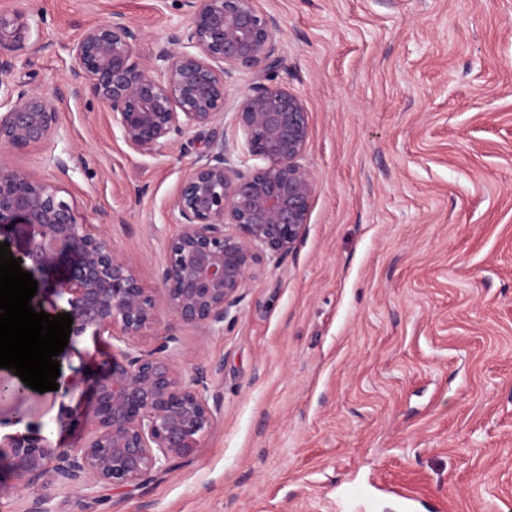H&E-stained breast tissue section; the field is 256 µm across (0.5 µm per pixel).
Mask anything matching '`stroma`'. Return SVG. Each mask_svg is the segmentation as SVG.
Wrapping results in <instances>:
<instances>
[{
  "mask_svg": "<svg viewBox=\"0 0 512 512\" xmlns=\"http://www.w3.org/2000/svg\"><path fill=\"white\" fill-rule=\"evenodd\" d=\"M281 27L273 81L303 101L315 177L296 250L262 263L220 330L176 327V369L208 370L220 413L190 458L136 487H18L0 457V512H512V0H257ZM42 16L15 71L54 94L91 25L123 14L149 57L180 0H0ZM257 80L237 73L234 114ZM62 137L12 162L66 187L145 287L157 285L194 129L131 152L90 97L58 99ZM125 344L68 343L58 390L0 400V436L81 447L92 385Z\"/></svg>",
  "mask_w": 512,
  "mask_h": 512,
  "instance_id": "35a3bbf8",
  "label": "stroma"
}]
</instances>
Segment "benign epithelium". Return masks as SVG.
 I'll return each mask as SVG.
<instances>
[{"label":"benign epithelium","instance_id":"obj_1","mask_svg":"<svg viewBox=\"0 0 512 512\" xmlns=\"http://www.w3.org/2000/svg\"><path fill=\"white\" fill-rule=\"evenodd\" d=\"M187 21L136 59L139 29L123 15L89 27L74 44L69 91L89 94L111 114L127 147L160 155L188 131L210 128L209 151L182 178L170 203L180 226L166 247L158 287L146 288L60 183L15 166L8 153L38 146L59 133L55 100L14 81L20 57L39 35L33 12L0 10V224H24L28 245L19 262L38 275L59 256L72 254L59 288L73 318L70 339L105 333L127 350L112 359L95 385L93 416L67 411L60 420L90 426L80 448H55L37 434L0 438L17 479L45 477L79 490L95 484L128 487L190 457L215 427L220 403L207 376L189 381L171 354L183 327L213 329L224 323L261 262H279L299 244L315 198V178L301 163L309 138V113L299 96L278 84L245 93L235 112L241 129L243 168L228 164L224 103L235 73H265L281 64L277 20L256 0H184ZM156 330L157 346L135 349Z\"/></svg>","mask_w":512,"mask_h":512}]
</instances>
